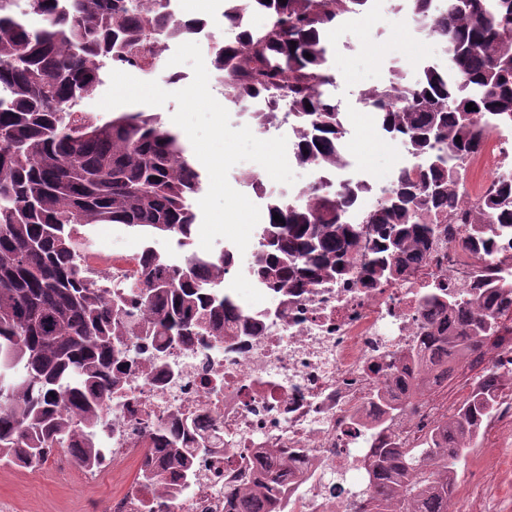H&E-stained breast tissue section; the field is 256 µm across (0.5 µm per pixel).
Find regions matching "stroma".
<instances>
[{
    "label": "stroma",
    "mask_w": 512,
    "mask_h": 512,
    "mask_svg": "<svg viewBox=\"0 0 512 512\" xmlns=\"http://www.w3.org/2000/svg\"><path fill=\"white\" fill-rule=\"evenodd\" d=\"M340 41L341 52H328L325 67L348 74L349 83L337 92L340 109L351 115L349 137L359 165L382 180L398 162L403 148L367 115L366 96L393 81L414 84L425 68L441 62V45L434 37L407 39L400 25L375 32L358 24L344 30ZM180 43V38L163 36L157 45L156 65L150 77L168 91L180 90L193 79L189 65L169 63ZM80 232L89 249L151 247L164 253L172 241L169 235H148L124 224H88ZM497 353V348H486L479 364L459 367L446 386L424 390V399L456 406L495 363ZM467 465L482 467L484 471L482 479L464 483L469 501L484 505V512H512V438L503 439L500 451L486 450L481 457H469ZM135 477L132 467L122 466L88 484L77 471L62 478L47 467L21 473L0 464V512H105L112 496L131 485Z\"/></svg>",
    "instance_id": "35a3bbf8"
}]
</instances>
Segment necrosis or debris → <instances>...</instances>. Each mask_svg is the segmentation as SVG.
Returning <instances> with one entry per match:
<instances>
[{
	"label": "necrosis or debris",
	"instance_id": "1",
	"mask_svg": "<svg viewBox=\"0 0 512 512\" xmlns=\"http://www.w3.org/2000/svg\"><path fill=\"white\" fill-rule=\"evenodd\" d=\"M211 12L190 35L193 42L232 40L247 31L266 37L272 18L262 17L254 0H206ZM138 253L103 249L80 252L77 262L106 296L140 279ZM448 276L460 288L474 282L512 281V228L502 233L492 263L474 258L465 246L440 233L431 255L416 273L378 288L354 287L351 280H327L312 291L274 297L253 282L242 298L239 271L228 270L219 290L238 296L247 320L220 336L158 349L130 347L132 361L120 373L109 400L112 424L95 441L96 466L84 469L95 482L117 465L141 468L152 440L145 421L200 418L213 452L202 460L193 481L127 488L112 498L108 512H149L158 492L184 501L189 512H224V489L264 467L282 470L288 512H345V501L329 493L328 477L355 472L370 441L364 423L376 411L366 400L370 388L406 373V361L389 363L422 337L417 296ZM272 296V295H271ZM448 415L447 405L429 401L418 413L397 418L390 433L397 446H418L428 428Z\"/></svg>",
	"mask_w": 512,
	"mask_h": 512
}]
</instances>
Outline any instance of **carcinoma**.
Wrapping results in <instances>:
<instances>
[{
	"instance_id": "carcinoma-1",
	"label": "carcinoma",
	"mask_w": 512,
	"mask_h": 512,
	"mask_svg": "<svg viewBox=\"0 0 512 512\" xmlns=\"http://www.w3.org/2000/svg\"><path fill=\"white\" fill-rule=\"evenodd\" d=\"M55 2L0 0V461L34 468L63 443L76 464L92 465L91 440L109 424L104 410L121 370L117 363L128 359L121 337L188 342L246 323L231 295L202 292L215 283L213 270L232 263L228 251L171 266L146 249L139 285L119 299L107 298L77 268L78 224H126L190 239L195 215L187 201L199 189L200 174L179 136L154 115L124 112L75 124L65 113L93 91L103 60L133 64L146 38L181 34L187 24L175 22L162 0L150 13L130 7L129 0H70L64 13ZM256 2L275 26L262 40L242 33L219 49L214 65L224 72V94L246 100L281 90L308 129L297 144L299 160L339 165V107L321 94L330 80L324 34L360 13L368 0ZM407 5L428 35L447 42L448 65L425 70L413 86L375 89L368 102L382 129L403 139L423 163L396 179L360 223L348 219L356 204L349 187L312 186L292 205L270 208L281 221L271 218L263 227L257 252L265 254L264 264L253 263L251 274L276 294L307 292L354 269L359 288L396 280L395 243L423 241V248L400 260L419 265L436 234L432 220L444 215L460 225L458 236L479 260L496 251L500 229L512 227V177L498 179L479 205H468L461 194L464 163L493 129L512 126V0H471L461 9L446 0L437 12L432 0ZM30 17L37 27L29 26ZM458 45L468 49L462 64L451 60ZM470 102L473 120L465 124L460 114ZM429 112L440 113L441 123L425 131ZM366 227L373 230L372 242L363 247ZM263 266L277 278L261 276ZM419 306L426 334L407 354L416 372L409 381L376 385L369 397L383 406L382 418L369 428L375 447L360 460L372 477L374 512H448L465 463L463 447L512 379V352L506 350L424 447L396 446L383 424L405 411L395 393L414 398L424 386L441 385L456 366L481 360L487 346H503L512 284L480 288L465 300L440 282ZM145 428L162 454L145 463L139 479L161 483L172 469L190 479L194 464L180 448L192 425L149 422ZM258 482L267 494L229 487L224 501L245 496L240 512H282L279 476L266 473Z\"/></svg>"
}]
</instances>
